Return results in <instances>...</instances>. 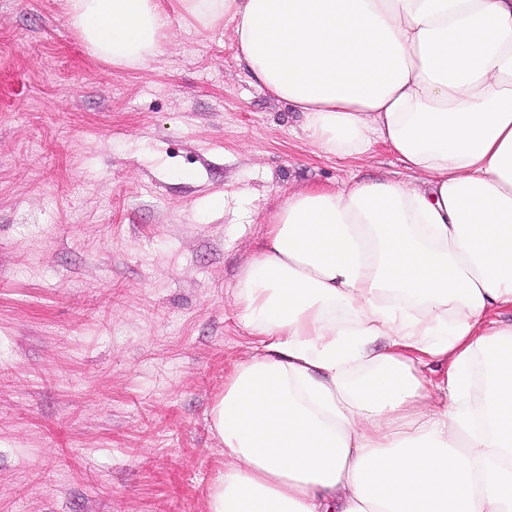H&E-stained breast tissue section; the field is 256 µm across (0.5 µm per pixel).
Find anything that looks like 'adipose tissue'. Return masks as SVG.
Segmentation results:
<instances>
[{"instance_id": "obj_1", "label": "adipose tissue", "mask_w": 512, "mask_h": 512, "mask_svg": "<svg viewBox=\"0 0 512 512\" xmlns=\"http://www.w3.org/2000/svg\"><path fill=\"white\" fill-rule=\"evenodd\" d=\"M86 51L160 53V0H68ZM234 30L321 154L235 290L257 345L210 409L207 512H512V0H179Z\"/></svg>"}]
</instances>
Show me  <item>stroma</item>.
Masks as SVG:
<instances>
[{
  "label": "stroma",
  "instance_id": "obj_1",
  "mask_svg": "<svg viewBox=\"0 0 512 512\" xmlns=\"http://www.w3.org/2000/svg\"><path fill=\"white\" fill-rule=\"evenodd\" d=\"M90 56L66 0H0V512H206L210 407L255 339L235 285L288 194L411 180L315 152L231 26Z\"/></svg>",
  "mask_w": 512,
  "mask_h": 512
}]
</instances>
